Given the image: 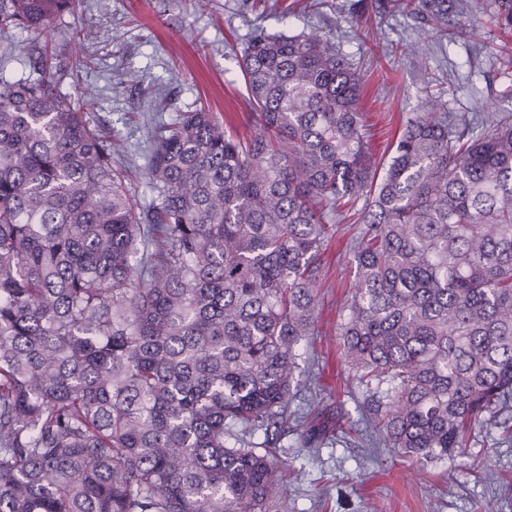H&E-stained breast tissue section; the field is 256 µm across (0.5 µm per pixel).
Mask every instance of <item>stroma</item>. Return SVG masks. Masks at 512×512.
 <instances>
[{"mask_svg": "<svg viewBox=\"0 0 512 512\" xmlns=\"http://www.w3.org/2000/svg\"><path fill=\"white\" fill-rule=\"evenodd\" d=\"M83 0L53 18L47 32L0 36L7 69L29 72L28 60L52 41L54 68L64 72L62 94L85 100V110L121 144L113 154L128 165V187L142 204L155 196L146 178L147 123L203 106L227 125L246 130L252 112L242 50L255 31L323 34L365 81L362 107L374 155H382L408 117L429 101L439 111L480 124L496 112L512 116V40L496 25L453 29L448 39L400 12L396 0ZM81 28L88 38L74 43ZM324 256L328 275L319 287L320 333L299 359L298 385L282 442L292 474L289 512H512V442L496 430H475L472 460L482 476L450 458L422 464L380 445L374 417L364 410L365 387L348 378L338 336L354 265L347 243L356 217L345 215ZM325 430L316 447L302 431Z\"/></svg>", "mask_w": 512, "mask_h": 512, "instance_id": "1", "label": "stroma"}]
</instances>
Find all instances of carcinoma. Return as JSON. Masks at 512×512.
Masks as SVG:
<instances>
[{
    "label": "carcinoma",
    "mask_w": 512,
    "mask_h": 512,
    "mask_svg": "<svg viewBox=\"0 0 512 512\" xmlns=\"http://www.w3.org/2000/svg\"><path fill=\"white\" fill-rule=\"evenodd\" d=\"M79 2L0 0V35ZM399 6L448 36V0ZM242 72L248 135L149 127L146 211L48 49L0 76V512H287L276 429L349 211L343 357L383 444L442 460L512 410V121L432 103L378 165L323 35L258 32Z\"/></svg>",
    "instance_id": "1"
}]
</instances>
